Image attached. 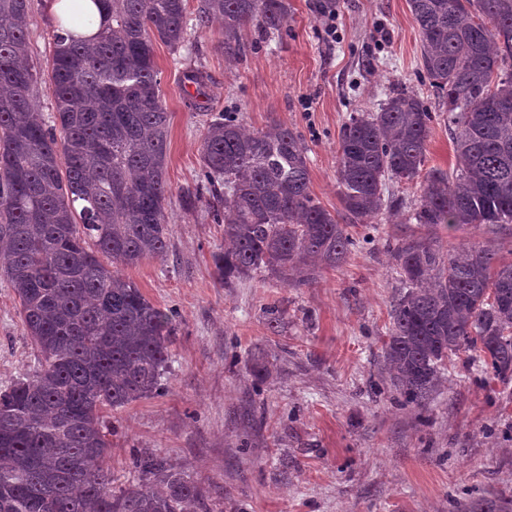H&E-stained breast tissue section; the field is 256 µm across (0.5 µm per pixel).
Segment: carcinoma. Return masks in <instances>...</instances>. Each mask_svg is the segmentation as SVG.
<instances>
[{"label":"carcinoma","instance_id":"1","mask_svg":"<svg viewBox=\"0 0 512 512\" xmlns=\"http://www.w3.org/2000/svg\"><path fill=\"white\" fill-rule=\"evenodd\" d=\"M92 0L106 23L89 37L52 31L48 125L33 101L29 0H0V274L41 356L0 391V512H211L204 491L155 454L134 456L136 482L112 489L106 464L117 410L164 389L177 313L154 306L119 267L168 248L169 112L153 40L176 52L188 31L224 20V58L257 24L280 35L288 0ZM422 69L448 111L457 167L423 171L433 112L392 88L341 130L336 184L344 218L404 207L390 185L419 180L416 224H512V0H409ZM94 22L84 3L73 26ZM187 209L224 186V284L265 270L300 286L345 262L357 240L310 191L308 150L283 123L250 130L226 113L200 141ZM401 293L383 351L402 402L421 406L448 358L481 352L479 371L512 379V262L480 243L444 252L411 237L390 249ZM110 260L105 265L101 258ZM463 512H505L487 499Z\"/></svg>","mask_w":512,"mask_h":512}]
</instances>
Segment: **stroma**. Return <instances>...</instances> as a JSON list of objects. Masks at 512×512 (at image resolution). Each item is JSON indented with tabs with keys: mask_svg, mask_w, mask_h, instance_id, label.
<instances>
[{
	"mask_svg": "<svg viewBox=\"0 0 512 512\" xmlns=\"http://www.w3.org/2000/svg\"><path fill=\"white\" fill-rule=\"evenodd\" d=\"M320 2L288 0L282 37L270 41L249 26L245 52L231 61L218 46V21L192 31L178 51L154 44L170 112L168 249L122 274L178 321L164 390L105 413L114 429L112 484L136 482L133 456L150 452L208 489L217 512H458L482 497L512 500V379L483 378L462 353L449 359L424 407L402 406L382 357L401 291L386 242L427 234L444 249L488 243L508 261L512 224L410 223L407 210L420 200L411 185L406 210L349 225L360 249L312 283L295 287L255 272L228 285L213 260L224 249V227L213 219L223 199L183 206L212 113H236L249 128L288 125L308 149L314 197L338 212V138L350 116L375 111L397 86L436 106L420 78L407 0H332V38ZM53 23L45 0H31L30 64L45 65ZM196 69L208 77L206 112L183 79ZM456 163L443 111L426 166L450 171ZM270 306L281 312L274 327L264 313ZM38 367L14 290L0 276V388Z\"/></svg>",
	"mask_w": 512,
	"mask_h": 512,
	"instance_id": "1",
	"label": "stroma"
}]
</instances>
